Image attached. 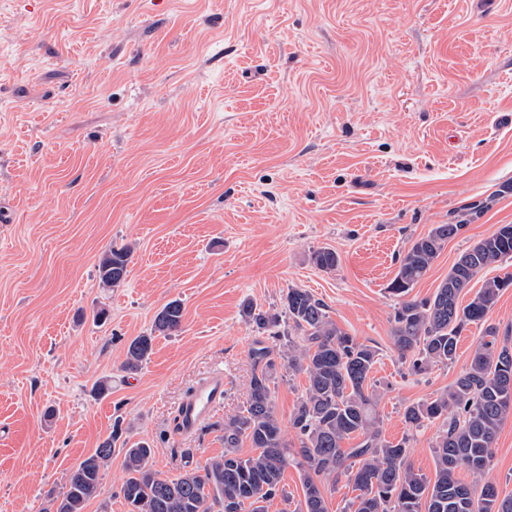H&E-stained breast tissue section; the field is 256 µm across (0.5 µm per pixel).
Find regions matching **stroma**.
<instances>
[{
	"label": "stroma",
	"instance_id": "obj_1",
	"mask_svg": "<svg viewBox=\"0 0 512 512\" xmlns=\"http://www.w3.org/2000/svg\"><path fill=\"white\" fill-rule=\"evenodd\" d=\"M457 223L413 298L512 224V0H0V512H41L117 420L168 476L223 455L252 376L241 305L281 309L291 287L377 349L383 435L433 475L439 427L409 429L405 408L448 390L486 326L512 346L509 288L453 363L400 360L388 285ZM121 244L127 278L101 287ZM174 299L179 332L123 372ZM219 369L213 425L177 435ZM486 477L512 496V415ZM133 252L129 244L113 245L99 256L96 270L102 287L115 288L124 283Z\"/></svg>",
	"mask_w": 512,
	"mask_h": 512
}]
</instances>
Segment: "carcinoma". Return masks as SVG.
<instances>
[{"label": "carcinoma", "mask_w": 512, "mask_h": 512, "mask_svg": "<svg viewBox=\"0 0 512 512\" xmlns=\"http://www.w3.org/2000/svg\"><path fill=\"white\" fill-rule=\"evenodd\" d=\"M463 228L438 224L415 240L388 285L399 299L393 339L413 374L454 362L462 331L485 322L500 294L512 287V275L494 276L468 303L461 301L478 273L512 258V224H502L459 255L432 297L408 298L448 240ZM133 252L129 244L113 245L99 256L96 270L102 287L124 283ZM311 260L333 270L338 257L334 250L320 248L311 253ZM241 313L258 338L250 351L253 373L246 406L224 419V455L168 476L153 468L152 444L129 443L117 421L98 448L70 469L62 490L47 492L43 512H84L98 497L103 472L117 447L124 451L126 476L118 495L127 512H266L265 503L275 497L288 500L283 484L288 441L271 388L280 368L307 379L305 394L290 415L306 464L303 499L294 512H329L327 491L342 479L356 492L348 503L353 512H512V497H500L496 485L484 480L499 427L512 415V350L497 347L496 328H486L487 339L475 348L469 367L448 391L404 410L413 430L441 421L435 473L429 478L408 464L407 439L394 443L383 436L371 384L377 351L338 328L322 300L292 287L284 310H264L248 301ZM182 317L180 301L165 304L150 333L129 342L123 370L139 371L152 352L155 334L178 332ZM356 437L360 442L355 447H344ZM244 441L252 448L246 457L239 454ZM463 469L474 482L458 478Z\"/></svg>", "instance_id": "carcinoma-1"}]
</instances>
